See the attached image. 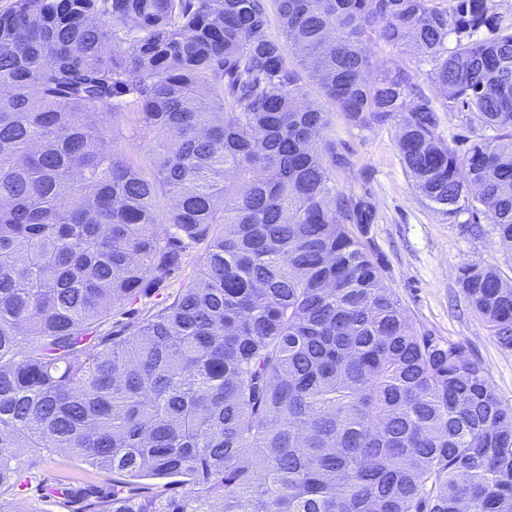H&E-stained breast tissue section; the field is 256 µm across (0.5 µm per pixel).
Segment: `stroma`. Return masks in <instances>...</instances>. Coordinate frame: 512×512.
I'll return each mask as SVG.
<instances>
[{
  "label": "stroma",
  "instance_id": "1",
  "mask_svg": "<svg viewBox=\"0 0 512 512\" xmlns=\"http://www.w3.org/2000/svg\"><path fill=\"white\" fill-rule=\"evenodd\" d=\"M336 134L353 165L337 175L338 187L368 205L367 239L382 258L389 284L417 328L461 343L488 372L499 397L512 405V349L502 348L470 311L457 285L460 266L497 265L512 277V253L503 250L491 225L473 231L463 220H445L415 191L397 148V123L373 130L348 126L333 116ZM178 288L169 283L112 313L102 332L120 329L164 303ZM69 456L37 458L28 466L15 499L22 512H72L52 490L76 469Z\"/></svg>",
  "mask_w": 512,
  "mask_h": 512
}]
</instances>
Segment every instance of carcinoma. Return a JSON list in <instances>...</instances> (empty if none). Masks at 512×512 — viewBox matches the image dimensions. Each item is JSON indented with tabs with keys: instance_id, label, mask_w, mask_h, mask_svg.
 Instances as JSON below:
<instances>
[{
	"instance_id": "carcinoma-1",
	"label": "carcinoma",
	"mask_w": 512,
	"mask_h": 512,
	"mask_svg": "<svg viewBox=\"0 0 512 512\" xmlns=\"http://www.w3.org/2000/svg\"><path fill=\"white\" fill-rule=\"evenodd\" d=\"M446 2L0 10V512L25 461L60 452L82 464L56 488L74 512H512V406L405 314L284 53L348 125L399 119L419 194L512 250V24L495 0ZM371 42L430 66L465 152ZM130 103L143 164L114 142ZM199 246L164 306L90 343ZM457 285L512 349V278L467 264Z\"/></svg>"
}]
</instances>
